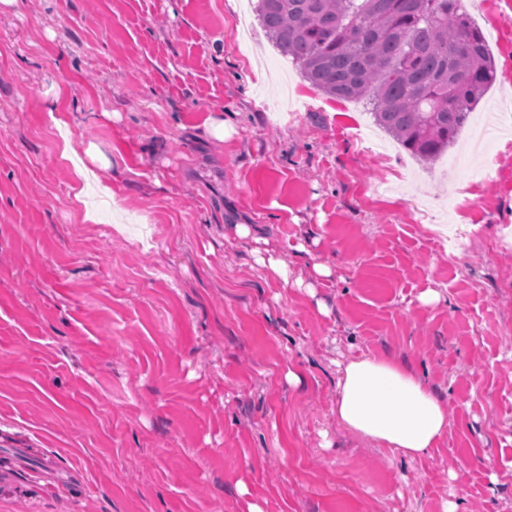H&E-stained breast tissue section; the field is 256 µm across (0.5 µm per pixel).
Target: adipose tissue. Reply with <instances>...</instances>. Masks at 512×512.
<instances>
[{"instance_id":"ef3b65f1","label":"adipose tissue","mask_w":512,"mask_h":512,"mask_svg":"<svg viewBox=\"0 0 512 512\" xmlns=\"http://www.w3.org/2000/svg\"><path fill=\"white\" fill-rule=\"evenodd\" d=\"M335 413L351 432L409 458L427 455L448 431L445 401L386 356H363L345 365Z\"/></svg>"}]
</instances>
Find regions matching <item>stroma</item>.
Wrapping results in <instances>:
<instances>
[{"mask_svg":"<svg viewBox=\"0 0 512 512\" xmlns=\"http://www.w3.org/2000/svg\"><path fill=\"white\" fill-rule=\"evenodd\" d=\"M462 2L496 77L424 164L256 0H0V512H512V0ZM362 355L430 455L337 422ZM335 413L351 432L409 458L427 455L448 431L445 401L386 356H363L345 365Z\"/></svg>","mask_w":512,"mask_h":512,"instance_id":"35a3bbf8","label":"stroma"}]
</instances>
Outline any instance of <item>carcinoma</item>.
I'll use <instances>...</instances> for the list:
<instances>
[{"mask_svg":"<svg viewBox=\"0 0 512 512\" xmlns=\"http://www.w3.org/2000/svg\"><path fill=\"white\" fill-rule=\"evenodd\" d=\"M275 47L331 98L366 100L413 156L453 144L496 70L461 0H258Z\"/></svg>","mask_w":512,"mask_h":512,"instance_id":"cac0c4a2","label":"carcinoma"}]
</instances>
